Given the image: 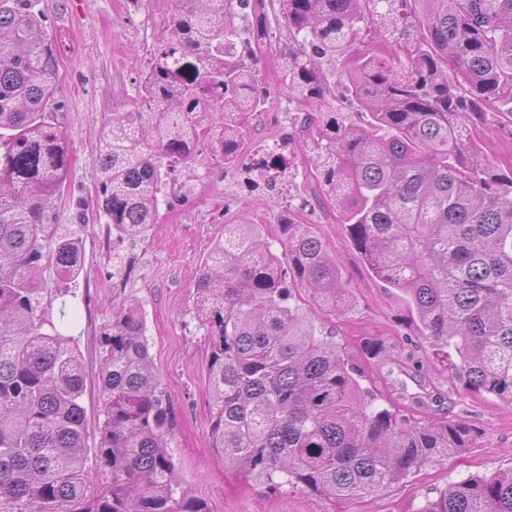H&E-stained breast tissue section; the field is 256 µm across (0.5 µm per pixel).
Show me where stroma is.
<instances>
[{"instance_id":"35a3bbf8","label":"stroma","mask_w":512,"mask_h":512,"mask_svg":"<svg viewBox=\"0 0 512 512\" xmlns=\"http://www.w3.org/2000/svg\"><path fill=\"white\" fill-rule=\"evenodd\" d=\"M47 36L61 41L56 96L70 164L54 209L61 224L80 225L84 269L60 281L44 267L48 288L66 286L65 332L82 355L86 380L83 405L90 443L98 441L102 406L101 338L123 304L139 306L155 372L167 387L177 418L172 454L182 479L211 512H417L426 498L473 475L512 468V409L487 393H473L444 369L440 356L421 336L394 289L385 287L365 264L325 199L312 164L313 133L295 123L303 103L289 99L280 81L281 52L274 45L258 64L268 100L250 113L242 130L243 161L228 168L202 151L195 169L171 171L168 197L145 239L130 241L97 215L102 134L113 113L136 101L139 78L161 39L169 37L167 0H48ZM279 147L283 171L267 169V148ZM304 224L319 236L345 272L356 305L338 317L336 341L361 353L380 341L386 361L366 367V384L387 406H411L413 398L441 394L443 415L469 428L470 447L440 458L384 491L330 502L301 487L270 493L244 474L225 468L208 446L210 343L198 310L196 282L203 263L228 224H251L280 258H287L284 225ZM121 255L122 271L112 269Z\"/></svg>"}]
</instances>
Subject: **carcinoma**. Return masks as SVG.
I'll return each mask as SVG.
<instances>
[{
    "mask_svg": "<svg viewBox=\"0 0 512 512\" xmlns=\"http://www.w3.org/2000/svg\"><path fill=\"white\" fill-rule=\"evenodd\" d=\"M43 0H0V512H210L181 485L177 421L134 304L101 340L102 423L88 447L83 365L44 306L42 263L84 268L76 229L49 222L67 168L56 123V48ZM288 30L281 81L308 104L313 164L374 275L464 386L512 408V166L477 123L512 136V0H173V37L113 114L98 210L121 238L157 222L168 171L199 142L241 163L247 113L266 102L257 62ZM343 59L325 72L322 61ZM355 101L365 125L345 123ZM288 266L250 224L224 225L196 290L210 337L208 445L272 492L376 494L468 447L469 429L376 404L325 326L356 301L321 240L288 224ZM311 307L297 304L301 289ZM418 512H512V468L470 477ZM479 128L484 140L494 151L498 164L507 170L512 160V138L500 132L496 118L492 114H488L486 121L480 124Z\"/></svg>",
    "mask_w": 512,
    "mask_h": 512,
    "instance_id": "cac0c4a2",
    "label": "carcinoma"
}]
</instances>
